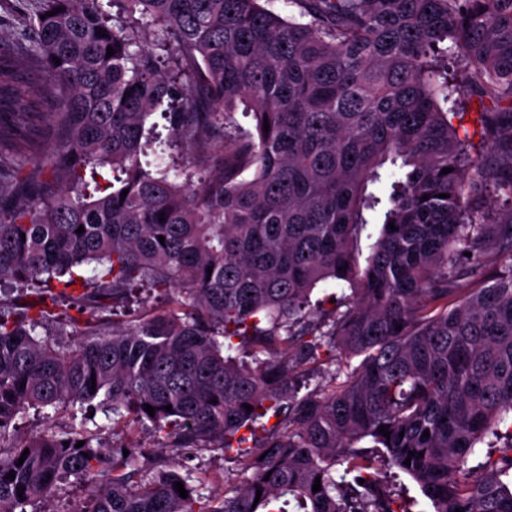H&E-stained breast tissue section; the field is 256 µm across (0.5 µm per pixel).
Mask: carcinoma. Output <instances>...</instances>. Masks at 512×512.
<instances>
[{
	"label": "carcinoma",
	"instance_id": "carcinoma-1",
	"mask_svg": "<svg viewBox=\"0 0 512 512\" xmlns=\"http://www.w3.org/2000/svg\"><path fill=\"white\" fill-rule=\"evenodd\" d=\"M36 2L19 36L42 76L11 91L21 60L0 57V92L18 130L57 91L61 141L0 183V282L104 316L57 349L38 337L54 310L0 304V512L71 476L94 485L82 512H410L383 466L433 512H512V0H285L296 19L272 0ZM474 96L470 131L453 119ZM329 279L347 291L311 307ZM138 288L165 307L111 322ZM323 351L329 381L289 387ZM47 407L148 428L168 459L108 456L84 426L15 437ZM211 450L250 476L203 502L177 469ZM398 473L397 476V482H394V491L396 494L401 495L404 499L408 497H411L410 499L415 502V504L410 506V509L412 512H430L433 511L431 502L424 497L421 492L419 491L418 487L413 483V481L408 478L406 475L400 473L398 470L394 469ZM398 484L401 485V487L404 489L403 492L400 490V487Z\"/></svg>",
	"mask_w": 512,
	"mask_h": 512
}]
</instances>
